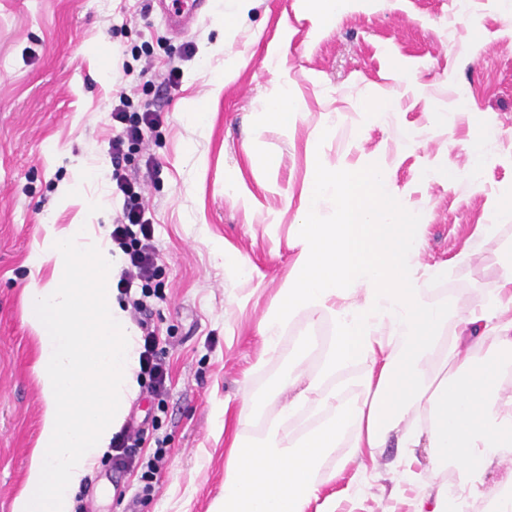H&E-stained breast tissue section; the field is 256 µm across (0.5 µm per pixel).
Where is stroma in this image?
<instances>
[{
  "instance_id": "1",
  "label": "stroma",
  "mask_w": 512,
  "mask_h": 512,
  "mask_svg": "<svg viewBox=\"0 0 512 512\" xmlns=\"http://www.w3.org/2000/svg\"><path fill=\"white\" fill-rule=\"evenodd\" d=\"M227 16L236 19L229 28ZM173 68L180 78L170 86ZM284 81L303 109L289 128L263 125L266 99ZM123 92L128 115H159L144 141L126 143L121 166L136 176L155 229L159 295L148 303L169 381L166 395L143 389L130 402L149 419L138 467L115 473L105 455L85 477L78 495L94 512H210L229 435L261 434L299 338H314L307 361L319 362L332 321L298 316L268 359L257 330L292 269L290 226L314 157L384 167L425 226L431 265L471 244L512 194V13L499 0H353L327 28L302 0H253L244 15L236 0H209L180 36L156 0H0V512H11L26 481L44 413L22 300L29 261L45 220L60 230L81 223L93 198L97 224L122 215L110 141L122 130L112 110ZM461 98L455 123L436 125L435 109ZM381 99L394 109L368 112ZM483 130L491 160L475 178L470 146ZM83 167L89 180L62 198ZM498 250L484 242L481 260L453 269L437 292L487 294ZM158 448L167 460L152 472ZM398 453L353 460L335 449L321 496L356 490L355 512H379Z\"/></svg>"
}]
</instances>
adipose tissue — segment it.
<instances>
[{
	"label": "adipose tissue",
	"instance_id": "adipose-tissue-1",
	"mask_svg": "<svg viewBox=\"0 0 512 512\" xmlns=\"http://www.w3.org/2000/svg\"><path fill=\"white\" fill-rule=\"evenodd\" d=\"M336 201L333 220L321 216ZM292 225V274L258 325L265 355L298 315L332 319L316 370L292 366L278 380L286 399L260 437L233 436L224 493L213 512H307L334 449L352 456L396 443L393 472L418 488L409 512H512V237L501 240L499 284L481 299L432 284L472 265L475 246L448 263L420 261L424 227L383 167L359 174L315 160ZM47 281L24 290L25 320L45 410L26 482L12 512H73L83 478L109 447L138 392V331L117 300L118 258L106 231L46 225L33 266ZM316 424L291 432L296 411ZM452 471L451 481H440Z\"/></svg>",
	"mask_w": 512,
	"mask_h": 512
}]
</instances>
